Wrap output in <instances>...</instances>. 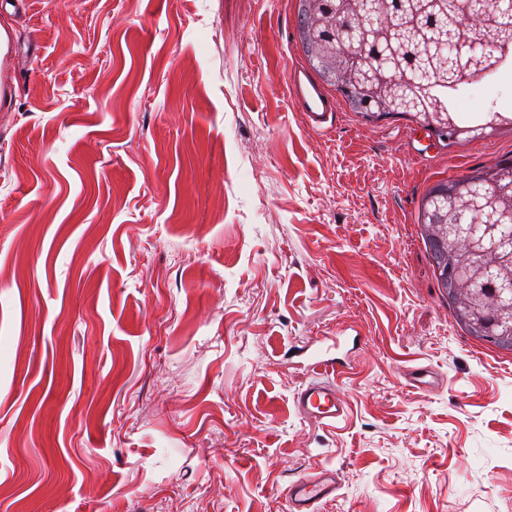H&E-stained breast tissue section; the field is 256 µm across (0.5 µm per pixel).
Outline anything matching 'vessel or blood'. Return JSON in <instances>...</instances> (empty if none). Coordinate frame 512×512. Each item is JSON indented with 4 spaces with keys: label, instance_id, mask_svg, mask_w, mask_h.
<instances>
[{
    "label": "vessel or blood",
    "instance_id": "b4317fda",
    "mask_svg": "<svg viewBox=\"0 0 512 512\" xmlns=\"http://www.w3.org/2000/svg\"><path fill=\"white\" fill-rule=\"evenodd\" d=\"M288 96L293 108L302 112L308 126L322 129L336 110V99L300 65L289 73ZM343 361L321 351L309 356L311 379L296 395L297 411L307 419L333 427L348 417V401L334 382ZM340 487L337 471L321 468L315 475L291 482L283 494V512H320L321 504L335 498Z\"/></svg>",
    "mask_w": 512,
    "mask_h": 512
}]
</instances>
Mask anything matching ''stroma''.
Instances as JSON below:
<instances>
[{
    "label": "stroma",
    "instance_id": "35a3bbf8",
    "mask_svg": "<svg viewBox=\"0 0 512 512\" xmlns=\"http://www.w3.org/2000/svg\"><path fill=\"white\" fill-rule=\"evenodd\" d=\"M292 0H0V512H512V354L457 327L427 186L512 159L287 95ZM512 110L473 81L461 117ZM362 337L353 346V337ZM341 340L349 417L297 347ZM432 366L439 387L408 386ZM326 354L320 350L310 354L311 380L297 393L294 404L305 418L336 427V424L348 418V401L331 378H337L342 373L338 368L346 365V362L338 357H327ZM340 487L337 471L321 468L313 476L291 482L283 494L284 512H319L320 505L336 497Z\"/></svg>",
    "mask_w": 512,
    "mask_h": 512
}]
</instances>
